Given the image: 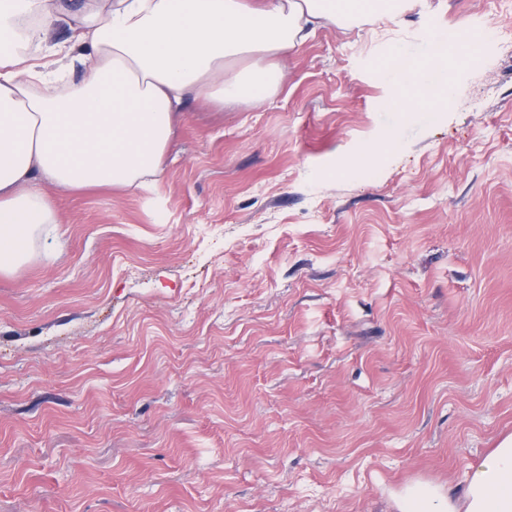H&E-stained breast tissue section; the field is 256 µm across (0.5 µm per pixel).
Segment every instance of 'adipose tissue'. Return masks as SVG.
I'll return each mask as SVG.
<instances>
[{
  "mask_svg": "<svg viewBox=\"0 0 512 512\" xmlns=\"http://www.w3.org/2000/svg\"><path fill=\"white\" fill-rule=\"evenodd\" d=\"M404 0H0V275L39 259L59 222L40 182L72 192L148 188L164 172L185 102H261L282 84L267 59L294 53L318 28L394 17ZM68 26L66 40L51 36ZM252 55L246 67L231 62ZM453 91L447 55H426L392 94L412 117L425 70ZM79 80H72V72ZM397 512H512V437L472 464L451 494L416 482Z\"/></svg>",
  "mask_w": 512,
  "mask_h": 512,
  "instance_id": "obj_1",
  "label": "adipose tissue"
}]
</instances>
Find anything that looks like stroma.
Segmentation results:
<instances>
[{"mask_svg":"<svg viewBox=\"0 0 512 512\" xmlns=\"http://www.w3.org/2000/svg\"><path fill=\"white\" fill-rule=\"evenodd\" d=\"M461 14L512 27V0L325 27L271 102L188 104L156 186L51 190V260L0 276V512L464 487L512 435V54L410 121L379 69Z\"/></svg>","mask_w":512,"mask_h":512,"instance_id":"obj_1","label":"stroma"}]
</instances>
